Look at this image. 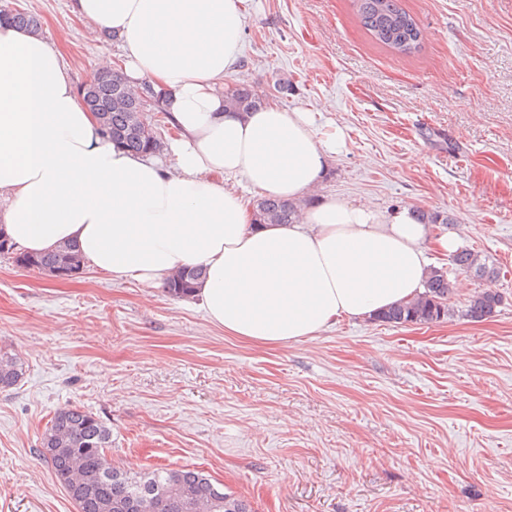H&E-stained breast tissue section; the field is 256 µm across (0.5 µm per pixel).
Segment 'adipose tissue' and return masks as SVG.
Listing matches in <instances>:
<instances>
[{
    "label": "adipose tissue",
    "mask_w": 512,
    "mask_h": 512,
    "mask_svg": "<svg viewBox=\"0 0 512 512\" xmlns=\"http://www.w3.org/2000/svg\"><path fill=\"white\" fill-rule=\"evenodd\" d=\"M243 0H70L111 33L127 84L165 94L176 137L166 169L104 136L59 50L0 21V228L20 250L75 245L113 277L157 287L184 268L210 324L255 344L314 338L337 320L375 316L422 293L425 244L451 252L409 209L382 214L333 196L296 224L252 222L246 196L298 201L315 188L338 136L315 115L265 102L224 106Z\"/></svg>",
    "instance_id": "obj_1"
}]
</instances>
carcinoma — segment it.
Instances as JSON below:
<instances>
[{
	"instance_id": "carcinoma-1",
	"label": "carcinoma",
	"mask_w": 512,
	"mask_h": 512,
	"mask_svg": "<svg viewBox=\"0 0 512 512\" xmlns=\"http://www.w3.org/2000/svg\"><path fill=\"white\" fill-rule=\"evenodd\" d=\"M363 27L380 44L402 54L420 47V29L415 19L398 0H353ZM8 18L17 26L39 30V17L27 9H12ZM227 106L247 111L257 105L249 86L240 84L225 90ZM139 91L130 88L114 69L98 71L93 77L92 95L83 99L88 109L105 114L102 130L117 144L139 154L159 156L165 149V130H131L132 104ZM300 217L299 206L272 198H262L253 208L255 224H292ZM82 256L72 247L43 255L21 254L17 266L46 271L62 255ZM460 269L481 279L495 280L500 271L482 262L479 252L463 248L453 254ZM200 270L181 271L165 283L174 298H189ZM454 294L448 274L430 268L424 292L417 299L399 304L374 320L395 325L441 322L451 314ZM502 296L489 288L477 291L469 300L465 316L480 321L492 316ZM23 375V363L15 355L0 352V388H10ZM112 449L111 432L104 422L78 407L59 409L41 437L43 459L51 467L58 483L66 490L77 512H253L251 504L217 488L204 472L187 467L157 468L136 478L115 465H108Z\"/></svg>"
}]
</instances>
